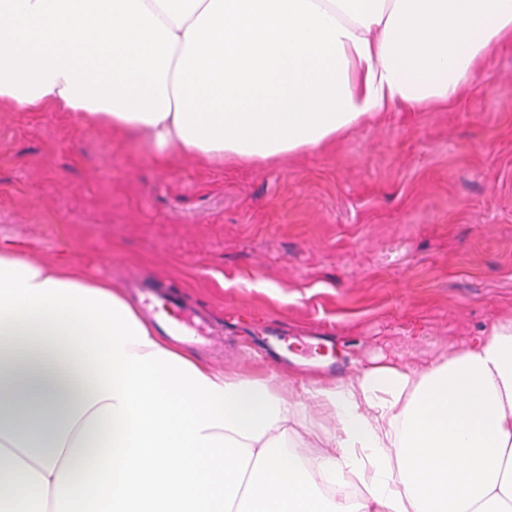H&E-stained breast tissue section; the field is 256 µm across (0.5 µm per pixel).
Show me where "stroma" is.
<instances>
[{
    "instance_id": "obj_1",
    "label": "stroma",
    "mask_w": 512,
    "mask_h": 512,
    "mask_svg": "<svg viewBox=\"0 0 512 512\" xmlns=\"http://www.w3.org/2000/svg\"><path fill=\"white\" fill-rule=\"evenodd\" d=\"M155 156L0 102V248L176 289L213 325L194 355L244 375L424 367L512 319V41L451 104L319 148L224 167ZM335 428L309 410L302 454Z\"/></svg>"
}]
</instances>
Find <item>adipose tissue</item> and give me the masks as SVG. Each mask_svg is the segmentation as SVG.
I'll use <instances>...</instances> for the list:
<instances>
[{
  "label": "adipose tissue",
  "mask_w": 512,
  "mask_h": 512,
  "mask_svg": "<svg viewBox=\"0 0 512 512\" xmlns=\"http://www.w3.org/2000/svg\"><path fill=\"white\" fill-rule=\"evenodd\" d=\"M512 0H0V101L160 165L263 163L455 100ZM336 430L293 453L308 403ZM92 478L75 465L98 435ZM512 512V319L422 369L282 385L159 336L111 280L0 249V512Z\"/></svg>",
  "instance_id": "ef3b65f1"
}]
</instances>
